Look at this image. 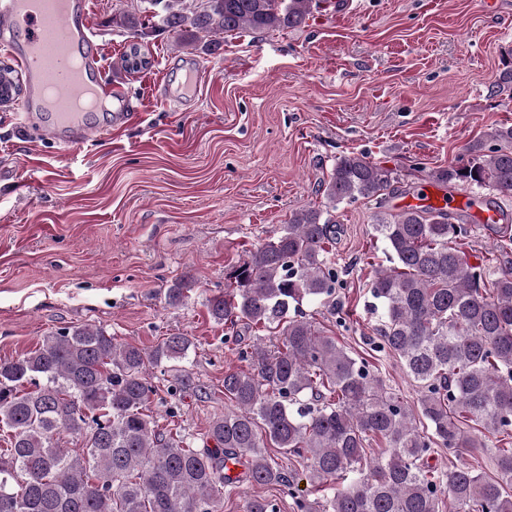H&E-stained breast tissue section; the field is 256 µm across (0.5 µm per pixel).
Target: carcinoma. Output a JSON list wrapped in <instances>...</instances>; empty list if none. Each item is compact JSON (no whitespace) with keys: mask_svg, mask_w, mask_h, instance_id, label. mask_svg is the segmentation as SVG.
<instances>
[{"mask_svg":"<svg viewBox=\"0 0 512 512\" xmlns=\"http://www.w3.org/2000/svg\"><path fill=\"white\" fill-rule=\"evenodd\" d=\"M315 3L140 0L112 24L132 39L123 64L135 72L150 64L148 39L188 33L213 44L225 34L298 28ZM20 91L18 71L0 62V103ZM431 177L511 195L512 125ZM396 182L393 170L351 153L336 159L323 193L334 206L378 205L373 229L391 255L371 282L383 308L380 348L417 383L426 425L387 390L377 367L290 315L306 298L331 299L337 283L336 225L322 209L304 208L232 266L224 294L208 300L218 323L245 320L281 336L273 347L242 352L248 370L224 373V396L236 411L210 422L213 447L192 448L145 413L148 371L189 357L192 342L182 334L146 350L86 324L0 360V425L9 432V447L0 448V512H222L224 496L245 484L275 487L295 512H442L445 502L452 512H512V448L493 446L491 475L476 458L488 447L482 435L512 438V269L470 262L459 245L472 227L458 215L386 212ZM490 230L499 249L512 250L508 218ZM191 386L181 368L168 393ZM64 432L83 447H62ZM373 441L386 452L369 460ZM270 448L288 456V467ZM441 448L451 455L444 471L431 464ZM305 468L320 484L340 481L316 508L297 493ZM244 512H278V504L254 497Z\"/></svg>","mask_w":512,"mask_h":512,"instance_id":"obj_1","label":"carcinoma"}]
</instances>
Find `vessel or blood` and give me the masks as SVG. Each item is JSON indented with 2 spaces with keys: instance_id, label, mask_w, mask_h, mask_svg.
I'll return each instance as SVG.
<instances>
[{
  "instance_id": "b4317fda",
  "label": "vessel or blood",
  "mask_w": 512,
  "mask_h": 512,
  "mask_svg": "<svg viewBox=\"0 0 512 512\" xmlns=\"http://www.w3.org/2000/svg\"><path fill=\"white\" fill-rule=\"evenodd\" d=\"M0 39L13 45L31 81L17 106L18 122L37 125L42 139L67 151L111 134L82 110L85 102L108 96L123 106L119 120L137 119L124 90L98 79L102 63L87 0H0Z\"/></svg>"
}]
</instances>
